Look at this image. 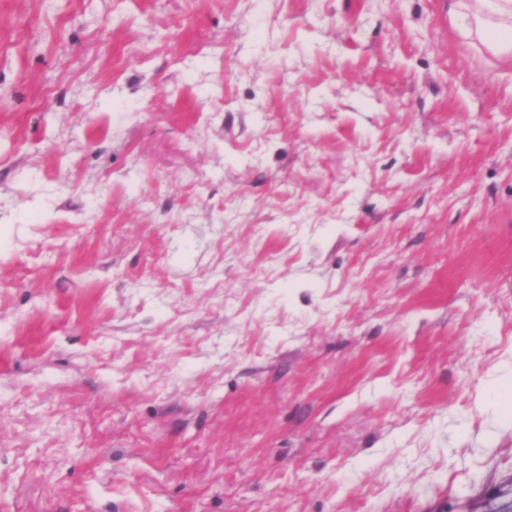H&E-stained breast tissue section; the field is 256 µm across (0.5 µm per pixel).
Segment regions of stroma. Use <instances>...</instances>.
<instances>
[{"label": "stroma", "mask_w": 512, "mask_h": 512, "mask_svg": "<svg viewBox=\"0 0 512 512\" xmlns=\"http://www.w3.org/2000/svg\"><path fill=\"white\" fill-rule=\"evenodd\" d=\"M0 512H512V65L448 0H0Z\"/></svg>", "instance_id": "1"}]
</instances>
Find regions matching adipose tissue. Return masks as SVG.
Wrapping results in <instances>:
<instances>
[{
	"label": "adipose tissue",
	"mask_w": 512,
	"mask_h": 512,
	"mask_svg": "<svg viewBox=\"0 0 512 512\" xmlns=\"http://www.w3.org/2000/svg\"><path fill=\"white\" fill-rule=\"evenodd\" d=\"M448 15L478 52L512 62V0H448Z\"/></svg>",
	"instance_id": "adipose-tissue-1"
}]
</instances>
